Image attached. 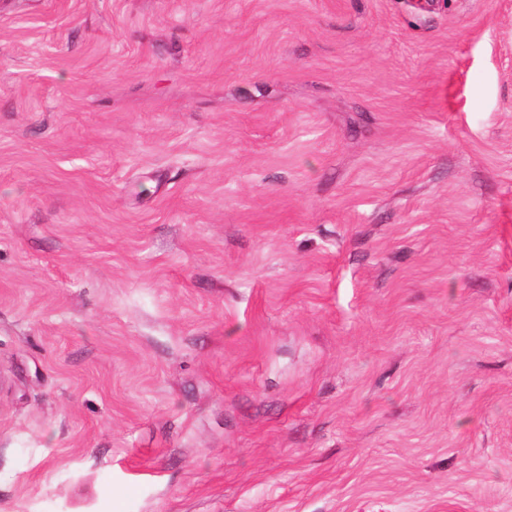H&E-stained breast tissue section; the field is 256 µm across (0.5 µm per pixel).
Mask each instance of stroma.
I'll return each mask as SVG.
<instances>
[{
	"instance_id": "obj_1",
	"label": "stroma",
	"mask_w": 512,
	"mask_h": 512,
	"mask_svg": "<svg viewBox=\"0 0 512 512\" xmlns=\"http://www.w3.org/2000/svg\"><path fill=\"white\" fill-rule=\"evenodd\" d=\"M0 512H512V0H0Z\"/></svg>"
}]
</instances>
